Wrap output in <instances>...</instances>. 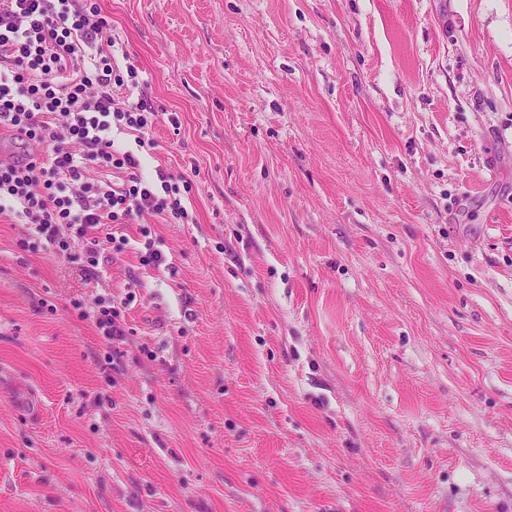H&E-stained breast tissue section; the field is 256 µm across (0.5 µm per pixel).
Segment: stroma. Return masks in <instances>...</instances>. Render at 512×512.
<instances>
[{"mask_svg":"<svg viewBox=\"0 0 512 512\" xmlns=\"http://www.w3.org/2000/svg\"><path fill=\"white\" fill-rule=\"evenodd\" d=\"M95 2L194 221L0 216V512H512V0ZM96 327L108 340L121 339L127 336V330L122 323L121 311L116 306H102L93 315Z\"/></svg>","mask_w":512,"mask_h":512,"instance_id":"35a3bbf8","label":"stroma"}]
</instances>
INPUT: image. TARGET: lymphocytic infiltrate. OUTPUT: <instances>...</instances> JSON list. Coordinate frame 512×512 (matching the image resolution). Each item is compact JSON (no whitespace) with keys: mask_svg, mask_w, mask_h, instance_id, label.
I'll return each mask as SVG.
<instances>
[{"mask_svg":"<svg viewBox=\"0 0 512 512\" xmlns=\"http://www.w3.org/2000/svg\"><path fill=\"white\" fill-rule=\"evenodd\" d=\"M111 23L81 0H0V130L19 159L0 160V215L30 225L23 250L52 251L95 274L105 252L123 253L118 224L145 212L188 221L181 179L148 173L134 152L115 147L113 131L149 133L159 114L133 95L134 67H121ZM82 244L72 253L71 239Z\"/></svg>","mask_w":512,"mask_h":512,"instance_id":"obj_1","label":"lymphocytic infiltrate"}]
</instances>
